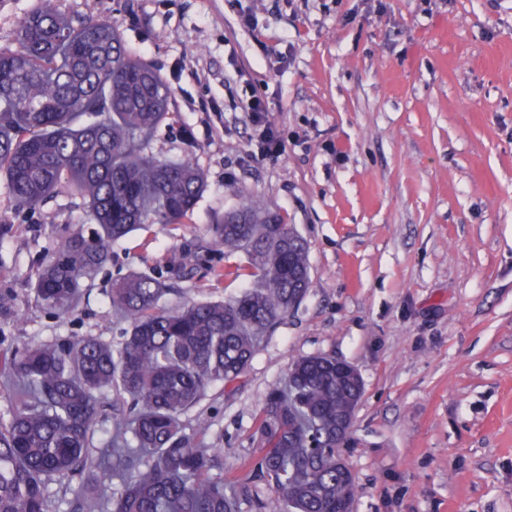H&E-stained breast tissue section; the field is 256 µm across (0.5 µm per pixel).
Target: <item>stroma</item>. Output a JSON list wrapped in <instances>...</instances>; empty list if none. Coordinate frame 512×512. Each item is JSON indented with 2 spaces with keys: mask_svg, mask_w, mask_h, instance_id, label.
<instances>
[{
  "mask_svg": "<svg viewBox=\"0 0 512 512\" xmlns=\"http://www.w3.org/2000/svg\"><path fill=\"white\" fill-rule=\"evenodd\" d=\"M106 19L165 78L176 117L146 145L187 157L206 190L181 224H150L112 247L72 312L31 285L85 213L49 200L16 213L0 182V345L80 336L111 344L125 324L107 291L129 272L192 276L167 305L224 300L245 279L207 224L261 199L308 248L310 288L261 340L232 387L215 383L182 418L221 450L213 476L257 512L244 485L256 419L296 359L355 365L363 395L341 454L353 512H512V0H58ZM251 25H244V17ZM264 96L286 151L251 160L241 110Z\"/></svg>",
  "mask_w": 512,
  "mask_h": 512,
  "instance_id": "35a3bbf8",
  "label": "stroma"
}]
</instances>
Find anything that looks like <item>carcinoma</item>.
I'll return each mask as SVG.
<instances>
[{"mask_svg": "<svg viewBox=\"0 0 512 512\" xmlns=\"http://www.w3.org/2000/svg\"><path fill=\"white\" fill-rule=\"evenodd\" d=\"M170 89L130 55L103 19H72L39 0L17 47L0 51V180L18 211L34 213L66 194L81 199L95 228L72 230L33 284L37 304L64 312L109 261L112 244L145 224H179L205 190L188 159L150 156L148 136L172 118ZM207 232L224 255L246 264L250 287L230 301L161 300L152 275L112 282L113 311L127 324L117 347L94 337L0 353V390L15 398L0 425V512H51L50 484L93 479L71 512H240V499L210 471L220 449L208 427L187 432L182 415L216 382L249 367L262 336L305 297L307 246L296 229L250 199L215 218ZM136 412L115 417L90 450L105 396ZM357 397L325 355L292 363L260 410L247 479L271 492L260 512H351L354 478L338 466L336 430Z\"/></svg>", "mask_w": 512, "mask_h": 512, "instance_id": "carcinoma-1", "label": "carcinoma"}]
</instances>
